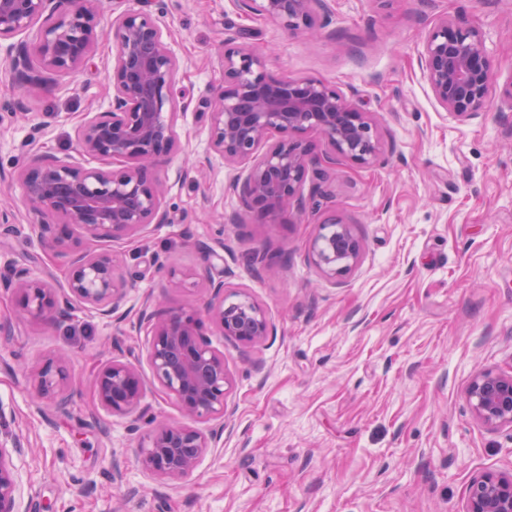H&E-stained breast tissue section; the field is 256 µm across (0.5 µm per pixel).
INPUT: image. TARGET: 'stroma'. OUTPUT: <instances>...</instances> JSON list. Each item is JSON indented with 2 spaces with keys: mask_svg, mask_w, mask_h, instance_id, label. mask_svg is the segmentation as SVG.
I'll list each match as a JSON object with an SVG mask.
<instances>
[{
  "mask_svg": "<svg viewBox=\"0 0 512 512\" xmlns=\"http://www.w3.org/2000/svg\"><path fill=\"white\" fill-rule=\"evenodd\" d=\"M317 37L246 16L234 0H102L99 30L113 14L141 8L159 18L179 67L184 110L179 152L159 178L169 187L168 223L134 241L111 243L134 286L121 319L86 309L52 322L17 316L0 293V443L15 457L19 512H465L472 479L512 471V429L474 417L465 390L474 373L512 372V0H327ZM477 27L500 60L491 108L459 122L436 103L420 63L441 15ZM266 53L279 79H318L370 112L382 134L376 165L330 172L322 210L351 224L362 254L331 281L310 258L318 216L284 211L277 223L239 210L230 184L239 167L210 144L209 102L224 79L227 41ZM111 40L91 64L52 74L0 119V168L24 156H76L78 126L112 106ZM20 236L0 237V279L20 267L58 275L41 245L19 181L0 182ZM271 257L258 272L251 254ZM199 274L183 288L168 269ZM224 271L228 291L249 294L274 333L243 345L223 340L232 379L219 447L178 481L147 473L136 459L157 421L184 423L154 380L143 301L164 308L205 305L201 276ZM67 353V413L42 414L34 373ZM145 382L138 420L111 415L94 396L97 368L118 356Z\"/></svg>",
  "mask_w": 512,
  "mask_h": 512,
  "instance_id": "obj_1",
  "label": "stroma"
}]
</instances>
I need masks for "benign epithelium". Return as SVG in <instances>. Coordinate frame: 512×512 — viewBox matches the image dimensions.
<instances>
[{
  "mask_svg": "<svg viewBox=\"0 0 512 512\" xmlns=\"http://www.w3.org/2000/svg\"><path fill=\"white\" fill-rule=\"evenodd\" d=\"M246 13L267 17L290 31L316 30L325 0H236ZM99 0H0V42L7 41L16 86L45 81L44 73L76 72L95 54ZM37 29L34 38L29 32ZM112 108L82 123L78 152L102 161L86 166L70 158L31 154L0 179L22 183L38 226L40 242L67 258L66 287L58 288L29 268H17L0 281L18 312L31 319L71 314L75 305L103 317L115 314L133 283L120 272L111 251L68 244L67 227L77 225L90 240L132 241L153 224L168 222L163 201L168 187L154 172L179 149L175 130L177 58L163 37L159 19L128 9L112 19ZM224 82L210 101V138L224 162L245 175L231 189L242 211L228 216L242 223V212L256 211L275 221L292 204L297 211L318 209L322 183L340 162L370 167L379 158L381 132L370 113L316 79L280 80L270 75L267 57L244 45L224 48ZM421 65L437 104L453 118L484 115L493 96L500 63L481 32L442 16L429 29ZM315 132L324 145L301 137ZM314 180L309 195L307 179ZM361 243L336 213L321 221L311 244L315 267L329 280L358 264ZM224 274L206 272L210 297L201 312L185 307L161 311L148 301L138 312L139 328L150 336L146 357L153 377L192 421L217 422L203 430L193 425L159 423L138 448L142 467L168 481L192 474L224 432L232 386L224 352L213 346L205 321L224 339L254 344L273 332L267 312L242 292L224 294ZM69 357L45 363L34 378L38 408L65 411ZM99 406L118 416L142 409L145 384L138 368L112 359L98 369ZM477 420L512 427V373L477 372L466 388ZM17 481L12 455L0 444V512H17ZM466 512H512V472H485L470 488Z\"/></svg>",
  "mask_w": 512,
  "mask_h": 512,
  "instance_id": "1",
  "label": "benign epithelium"
}]
</instances>
